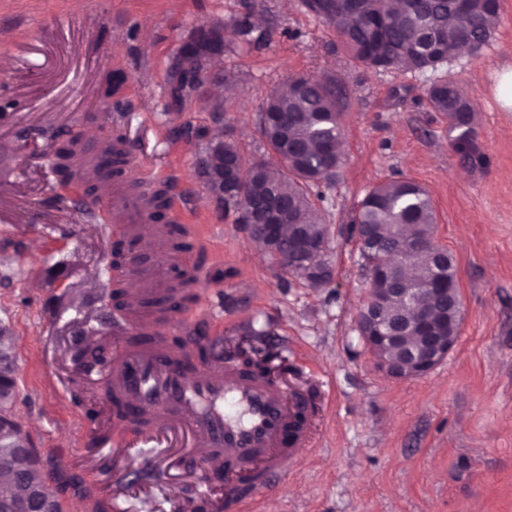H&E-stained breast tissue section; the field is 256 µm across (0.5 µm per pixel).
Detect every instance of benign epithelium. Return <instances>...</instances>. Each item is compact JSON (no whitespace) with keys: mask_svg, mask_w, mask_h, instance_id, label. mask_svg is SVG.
I'll return each instance as SVG.
<instances>
[{"mask_svg":"<svg viewBox=\"0 0 512 512\" xmlns=\"http://www.w3.org/2000/svg\"><path fill=\"white\" fill-rule=\"evenodd\" d=\"M224 44V30L208 27L197 30L186 40L173 62L176 72L189 69L207 54V48ZM252 240L266 249L278 251L286 266L311 282L329 278L328 266L320 263L325 239L311 241L300 228L277 222L258 224ZM381 287L368 289L358 315V332L378 367L395 379L421 377L448 357L459 337L464 319V306L459 303L451 313L439 308L443 302L456 301L453 285L436 280L430 274L419 277L421 287H396L397 273L388 263L379 269ZM18 367L13 352L0 348V401L15 398ZM9 436L17 452L35 456L25 447V432L17 418L0 410V437ZM9 512H53L51 503L39 492L28 493L5 503Z\"/></svg>","mask_w":512,"mask_h":512,"instance_id":"benign-epithelium-1","label":"benign epithelium"}]
</instances>
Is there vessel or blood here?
<instances>
[{
	"instance_id": "1",
	"label": "vessel or blood",
	"mask_w": 512,
	"mask_h": 512,
	"mask_svg": "<svg viewBox=\"0 0 512 512\" xmlns=\"http://www.w3.org/2000/svg\"><path fill=\"white\" fill-rule=\"evenodd\" d=\"M158 179L152 167L142 166L139 189L114 186L111 207L97 216L119 238L145 239L162 252L167 230L149 225L155 202L148 188ZM163 275L160 266L128 271V304L116 320L126 340L97 372L139 420L137 448L145 454L164 449L180 512L212 504L238 512L247 497L273 490L286 461L300 463L312 453L316 426L301 419L287 382L244 373L220 354L198 358L207 336L191 338L180 351L157 336L158 313L143 311L139 302Z\"/></svg>"
}]
</instances>
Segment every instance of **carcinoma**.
<instances>
[{
    "label": "carcinoma",
    "instance_id": "carcinoma-1",
    "mask_svg": "<svg viewBox=\"0 0 512 512\" xmlns=\"http://www.w3.org/2000/svg\"><path fill=\"white\" fill-rule=\"evenodd\" d=\"M306 0L307 9L325 21L336 33L340 45L356 63L374 69L404 67L424 72L448 59L459 44L474 50L493 35L500 11V0ZM243 44L266 41L271 31L257 32L251 15L232 21ZM220 57L205 59L187 80L171 74L172 95L179 99L197 91L199 85L219 75ZM288 91L273 89L259 113V131L267 156L245 158L225 129L224 186L207 183L212 193L224 191V211L235 214V223L244 226L264 221L262 206L279 208L285 223L301 224L305 233L315 236L326 232L322 215L310 199V189L331 183L340 176L339 146L343 136L340 103L341 85L333 77L314 82L304 76L287 80ZM435 112L448 117L451 129L458 131L453 147L460 163L469 167L481 164L483 155L475 141L473 125L476 108L458 92L454 83L441 80L428 90ZM82 148L75 137L60 138L54 153V171L69 183L88 182L89 175L103 177V169L94 163L87 173L79 162ZM253 170L252 180H232L230 165ZM435 212L429 192L410 179H393L370 189L358 203L352 219V233L370 229L379 233L382 247L362 255L368 270L382 266L388 255L404 256L409 244H429L434 240ZM267 374L270 368L243 349L227 352ZM14 463V478L0 479V502L23 486L35 484L40 494L53 497V488L42 468L16 454L15 449L0 446V458Z\"/></svg>",
    "mask_w": 512,
    "mask_h": 512
}]
</instances>
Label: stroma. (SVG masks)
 <instances>
[{
  "instance_id": "35a3bbf8",
  "label": "stroma",
  "mask_w": 512,
  "mask_h": 512,
  "mask_svg": "<svg viewBox=\"0 0 512 512\" xmlns=\"http://www.w3.org/2000/svg\"><path fill=\"white\" fill-rule=\"evenodd\" d=\"M247 9L274 35L223 57L235 76L223 124L245 157L264 155L259 110L287 77L331 74L345 88L340 176L313 199L333 270L321 288L256 251L208 192L195 158L220 126L210 102L170 96L172 63L193 29ZM508 66L512 0H500L479 52L423 74L355 65L301 0H0V327L15 339V413L64 512H114L113 474L142 473L108 448L98 471L84 464L82 416L107 433L124 428L103 382L80 378L71 359L74 329H112L85 280L111 278L114 237L86 217L83 187L53 170L61 129L90 146L119 130L133 157L125 184L144 164L172 181L183 213L168 244L189 242L190 267L207 273L185 318H202L206 291H222L223 315L203 319L209 336L253 330L254 348L287 358L294 384L325 401L315 455L243 512H512V111L493 95ZM115 71L127 81L108 98L101 85ZM440 79L474 103L484 166H460L447 117L430 107ZM397 178L429 191L464 305L448 357L403 380L378 370L358 334L368 275L350 232L364 195Z\"/></svg>"
}]
</instances>
